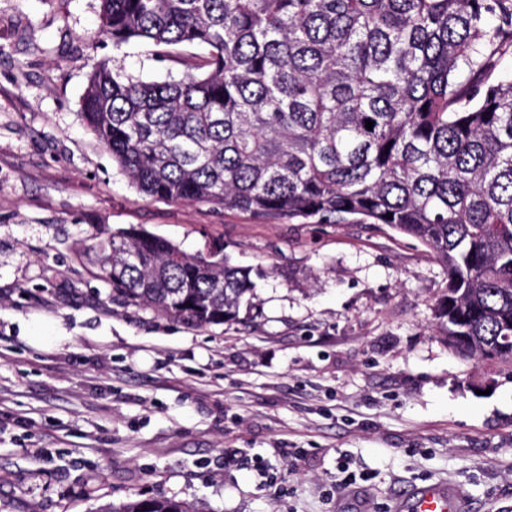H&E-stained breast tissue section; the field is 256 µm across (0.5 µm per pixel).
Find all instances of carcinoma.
<instances>
[{
    "instance_id": "carcinoma-1",
    "label": "carcinoma",
    "mask_w": 512,
    "mask_h": 512,
    "mask_svg": "<svg viewBox=\"0 0 512 512\" xmlns=\"http://www.w3.org/2000/svg\"><path fill=\"white\" fill-rule=\"evenodd\" d=\"M101 19L113 47L146 40L184 67L89 74L84 124L140 192L412 236L448 272V345L512 365V0H101ZM83 256L126 304L187 325L254 299L219 244L190 255L130 228ZM97 512L209 510L149 496Z\"/></svg>"
}]
</instances>
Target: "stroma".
Returning a JSON list of instances; mask_svg holds the SVG:
<instances>
[{
    "label": "stroma",
    "mask_w": 512,
    "mask_h": 512,
    "mask_svg": "<svg viewBox=\"0 0 512 512\" xmlns=\"http://www.w3.org/2000/svg\"><path fill=\"white\" fill-rule=\"evenodd\" d=\"M100 0H0V512H94L140 495L210 512H392L448 481L512 512V366L455 354L445 268L384 224H323L157 201L86 129L113 48ZM142 227L264 269L236 322L191 327L124 303L78 258ZM356 476L346 485L339 458Z\"/></svg>",
    "instance_id": "stroma-1"
}]
</instances>
